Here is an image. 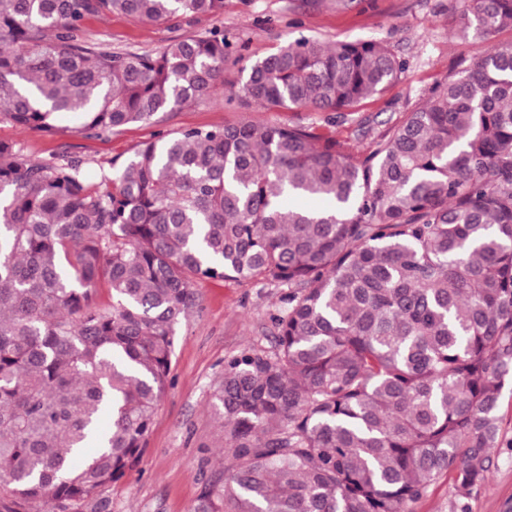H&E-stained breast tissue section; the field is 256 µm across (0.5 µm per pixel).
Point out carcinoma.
I'll return each instance as SVG.
<instances>
[{"mask_svg":"<svg viewBox=\"0 0 512 512\" xmlns=\"http://www.w3.org/2000/svg\"><path fill=\"white\" fill-rule=\"evenodd\" d=\"M223 11L0 0V112L47 133L69 116L98 136L207 99L224 32L118 53L83 40L81 22ZM504 29L512 0H464L458 34ZM405 69L380 43L300 36L256 58L237 95L350 110ZM81 165L0 142V512L93 499L140 463L203 278L288 295L272 353L224 362L229 453L193 512H406L445 473L451 512H469L492 450L512 456L499 416L512 388V43L460 63L367 150L245 121L144 142L95 186Z\"/></svg>","mask_w":512,"mask_h":512,"instance_id":"obj_1","label":"carcinoma"}]
</instances>
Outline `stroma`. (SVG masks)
<instances>
[{
  "label": "stroma",
  "instance_id": "1",
  "mask_svg": "<svg viewBox=\"0 0 512 512\" xmlns=\"http://www.w3.org/2000/svg\"><path fill=\"white\" fill-rule=\"evenodd\" d=\"M462 0H224L215 15L160 22L121 14L87 16L84 40L116 52L156 53L189 35L224 30L235 49L224 67L227 81H241L252 60L284 37L305 35L327 41L371 40L404 58L407 68L381 98L346 112H273L256 103L226 101L217 86L211 99L161 116L154 124H132L89 136L62 117L54 133L23 128L0 115V142L35 159L83 162L87 183L124 163L141 143L158 134L258 120L271 125L304 124L335 133L353 147L368 145L388 124L401 121L430 90L452 73L456 59H474L487 44L456 31ZM195 302L177 328L172 384L162 395L139 465L102 495L52 508L51 512H192L203 484L224 467V432L215 413V393L224 379V361L244 351L271 352L270 318L284 306V286L234 279H201ZM512 501V459L500 456L470 512H503Z\"/></svg>",
  "mask_w": 512,
  "mask_h": 512
}]
</instances>
